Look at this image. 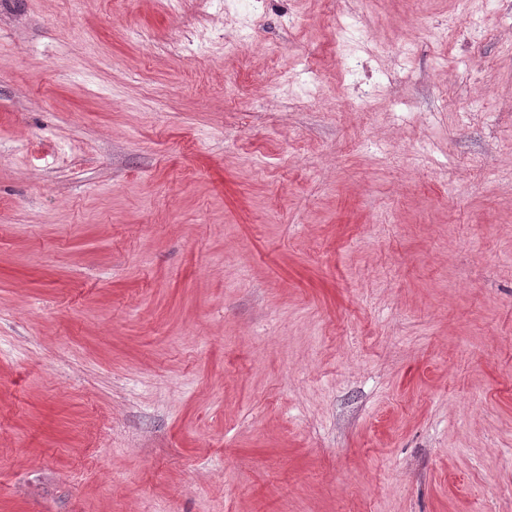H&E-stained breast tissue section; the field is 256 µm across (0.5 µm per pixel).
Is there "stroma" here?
<instances>
[{"label":"stroma","instance_id":"35a3bbf8","mask_svg":"<svg viewBox=\"0 0 512 512\" xmlns=\"http://www.w3.org/2000/svg\"><path fill=\"white\" fill-rule=\"evenodd\" d=\"M0 512H512V0H0Z\"/></svg>","mask_w":512,"mask_h":512}]
</instances>
